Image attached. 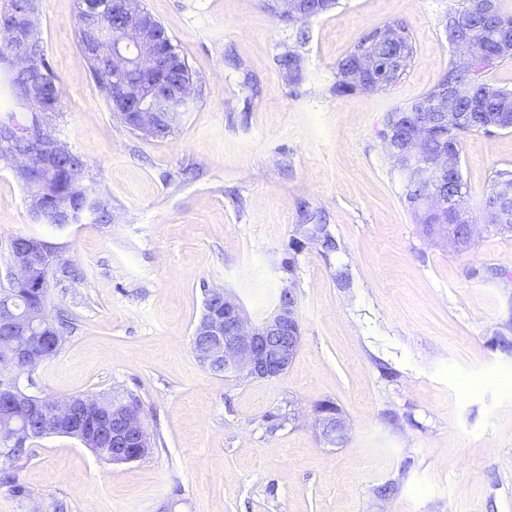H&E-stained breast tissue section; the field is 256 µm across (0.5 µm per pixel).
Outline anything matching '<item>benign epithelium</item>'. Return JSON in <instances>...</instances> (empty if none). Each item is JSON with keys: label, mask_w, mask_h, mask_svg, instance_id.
<instances>
[{"label": "benign epithelium", "mask_w": 512, "mask_h": 512, "mask_svg": "<svg viewBox=\"0 0 512 512\" xmlns=\"http://www.w3.org/2000/svg\"><path fill=\"white\" fill-rule=\"evenodd\" d=\"M276 16L291 19L308 8L304 0H272ZM110 14L121 25V36L112 35L110 21L96 10L83 15L85 49L95 62L98 73L109 79L112 111L134 112L140 128H160L167 118L188 110L191 87L174 83L169 74L176 66L173 48L166 34L156 31L155 18L138 6V0H112ZM0 32L10 45L15 73L24 79L30 100L40 101L50 90L38 59L30 51L36 32L34 13L12 9L0 14ZM380 46L372 45L360 55L358 68L350 75L358 84L372 82ZM464 90L450 85L435 102L432 121L446 124L462 119L457 112ZM14 136L26 141L27 151L8 159L20 178L39 195L50 193L45 172L61 158L63 146L40 123L14 129ZM390 156L399 167H408L427 185L422 204L444 215L448 200L439 186L459 170V160L448 152L430 150L423 138L390 137ZM474 225L466 209L457 211V223L441 228L427 238L443 240L456 249L469 244ZM57 251L50 242L26 237L10 245V258L4 278H0V403L11 407L23 403L39 412L48 433H60L79 440L93 453L104 443L112 445V461L138 460L151 452L142 406L125 404L102 415L89 426L81 425L84 411L97 404L83 396L54 400L27 393L20 385L22 375L30 373L28 363L35 357H48L40 333L48 322L44 313L33 314L16 302L19 288H39L55 266ZM301 345V328L296 301L291 290H283L271 316L259 324L251 323L234 296L222 290L206 293L205 310L194 331L193 349L201 364L210 370L238 377L265 379L285 373ZM323 439L339 444L344 438L342 419L327 408L319 409ZM36 439L27 426H16L0 438V445L19 451L28 449Z\"/></svg>", "instance_id": "1"}]
</instances>
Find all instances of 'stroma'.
<instances>
[{
  "mask_svg": "<svg viewBox=\"0 0 512 512\" xmlns=\"http://www.w3.org/2000/svg\"><path fill=\"white\" fill-rule=\"evenodd\" d=\"M194 75L169 136L112 112L78 43L79 0H37V32L62 88L46 129L85 163L109 222L34 221L0 163V267L18 237L54 244L46 311L70 318L34 393L132 394L152 453L97 457L79 441H33L0 457V512H512V234L486 221L512 129L467 134L459 165L475 224L468 248L424 237L384 135L388 113L427 93L456 50L442 22L458 0H339L304 22L265 0H139ZM404 25L414 46L384 90L333 94L336 64L370 31ZM299 55L297 83L279 65ZM338 243L301 238L300 207ZM295 253L293 271L282 268ZM258 322L290 289L301 347L277 377L238 380L192 348L205 289ZM346 423L324 443L320 404ZM280 416L271 428L270 416ZM391 485V495L378 489Z\"/></svg>",
  "mask_w": 512,
  "mask_h": 512,
  "instance_id": "obj_1",
  "label": "stroma"
}]
</instances>
